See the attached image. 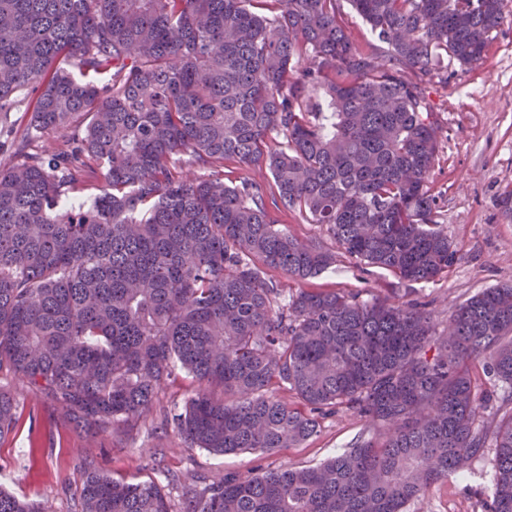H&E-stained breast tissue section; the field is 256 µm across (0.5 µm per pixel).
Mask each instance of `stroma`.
<instances>
[{
	"label": "stroma",
	"instance_id": "stroma-1",
	"mask_svg": "<svg viewBox=\"0 0 512 512\" xmlns=\"http://www.w3.org/2000/svg\"><path fill=\"white\" fill-rule=\"evenodd\" d=\"M427 97L441 125L431 187L443 228L457 250L447 276L406 282L383 269H362L338 253L325 226L299 223L284 210L272 216L292 233L336 253L333 267L303 285L353 292L367 300L419 302L440 329L456 305L484 289L512 283V208L503 202L512 191V21L501 26L483 64L468 70L452 67L447 84L429 86ZM0 390L15 398L19 415L16 430L0 438V489L52 512H81L77 492L89 463L111 476H152L175 505L193 477L216 482L228 472L248 475L316 465L375 432L340 408L321 416L318 433L298 447L216 456L187 447L174 425H162L159 410L148 413L131 435H91L75 429L61 407L16 378L0 376ZM489 471L488 460L478 461L471 473L433 486L407 512H483Z\"/></svg>",
	"mask_w": 512,
	"mask_h": 512
}]
</instances>
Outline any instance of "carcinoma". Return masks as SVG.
I'll use <instances>...</instances> for the list:
<instances>
[{"label": "carcinoma", "instance_id": "cac0c4a2", "mask_svg": "<svg viewBox=\"0 0 512 512\" xmlns=\"http://www.w3.org/2000/svg\"><path fill=\"white\" fill-rule=\"evenodd\" d=\"M337 2L0 0V124L32 95L0 166V374L81 430L130 433L182 373L197 387L166 417L215 455L297 447L338 407L383 428L318 466L187 485L178 512H406L489 451L485 512H512V285L438 333L411 301L286 296L267 278L336 262L273 208L404 281L448 275L426 89L483 63L504 0H347L368 50ZM88 163L103 185L80 178ZM17 422L0 391V438ZM79 497L82 512H173L154 479L91 463ZM0 512L50 510L0 490ZM340 5L347 21L348 36L355 45L362 48L367 47L372 40L370 28L352 11L346 0H341Z\"/></svg>", "mask_w": 512, "mask_h": 512}]
</instances>
